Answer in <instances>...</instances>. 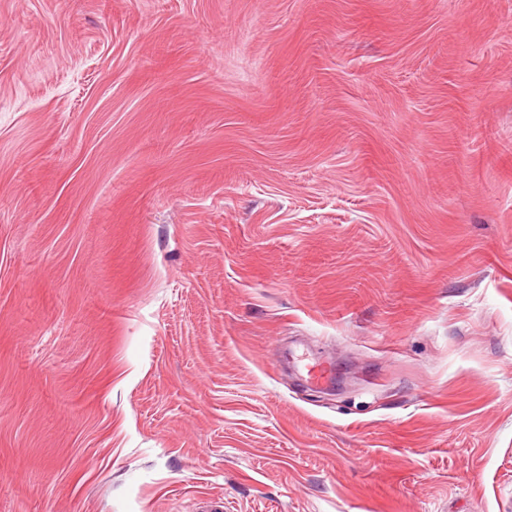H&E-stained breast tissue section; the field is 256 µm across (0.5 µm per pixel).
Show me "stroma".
I'll list each match as a JSON object with an SVG mask.
<instances>
[{
  "label": "stroma",
  "mask_w": 512,
  "mask_h": 512,
  "mask_svg": "<svg viewBox=\"0 0 512 512\" xmlns=\"http://www.w3.org/2000/svg\"><path fill=\"white\" fill-rule=\"evenodd\" d=\"M0 512H512V0H0Z\"/></svg>",
  "instance_id": "35a3bbf8"
}]
</instances>
